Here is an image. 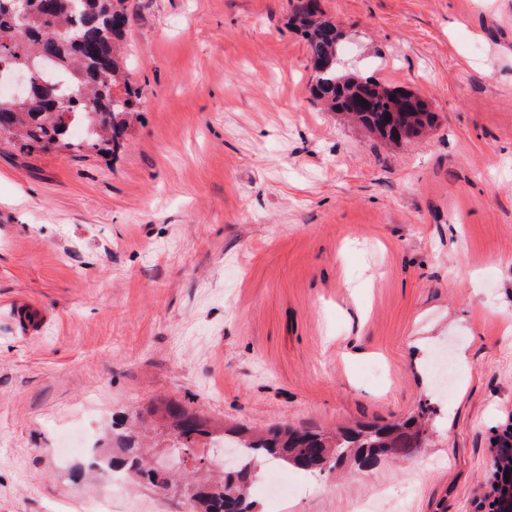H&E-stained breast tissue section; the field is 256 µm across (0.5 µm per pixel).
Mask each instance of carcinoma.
Instances as JSON below:
<instances>
[{
	"mask_svg": "<svg viewBox=\"0 0 512 512\" xmlns=\"http://www.w3.org/2000/svg\"><path fill=\"white\" fill-rule=\"evenodd\" d=\"M318 13L316 0H297L294 20L314 69L312 98L331 112L355 117L390 143L410 140L431 126L434 114L419 95L342 72L336 64V23L318 18ZM128 24L129 0H27L23 20L12 0H0V62L20 59L38 74L24 97H0V140L24 156L60 148L112 153L124 148L136 96L124 79L120 50ZM58 25L65 26L71 38L55 39ZM59 69L66 75V91L49 81ZM432 414L429 406L422 405L386 425L363 424L325 433L290 426L241 430L236 433L238 469L230 475L215 473L209 462L193 455L195 449L213 447L224 436L179 405L161 411L153 427L156 437L148 436L139 417H122L112 422V442L102 438L100 447L129 451V479H146L164 489L168 473L159 470L154 459L162 447L159 436L171 431L172 447L182 449L185 459L193 461L192 468L175 474L176 480L196 488L188 512H249L247 490L258 463L323 472L352 459L361 467H373L381 460L380 448L391 449L399 458L425 446ZM493 466L497 472L512 471V435L500 440Z\"/></svg>",
	"mask_w": 512,
	"mask_h": 512,
	"instance_id": "obj_1",
	"label": "carcinoma"
}]
</instances>
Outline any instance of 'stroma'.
I'll list each match as a JSON object with an SVG mask.
<instances>
[{"label":"stroma","instance_id":"stroma-1","mask_svg":"<svg viewBox=\"0 0 512 512\" xmlns=\"http://www.w3.org/2000/svg\"><path fill=\"white\" fill-rule=\"evenodd\" d=\"M295 0H132L137 114L116 155L0 145V512H85L53 429L173 401L227 428L386 424L427 448L256 512H469L512 431V0H318L346 72L419 93L397 146L325 111ZM45 317L24 335L20 303ZM453 356V386L428 376ZM127 512H185L176 488Z\"/></svg>","mask_w":512,"mask_h":512}]
</instances>
